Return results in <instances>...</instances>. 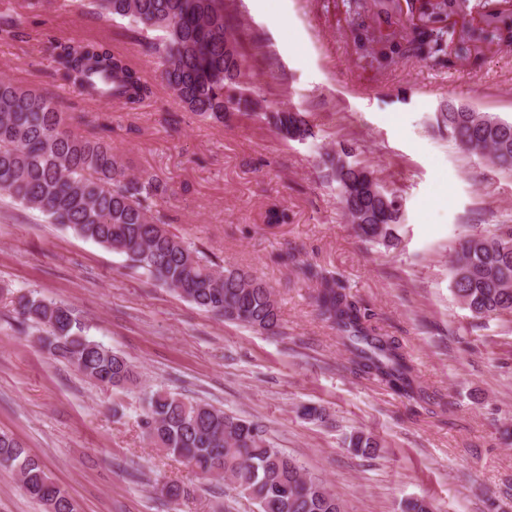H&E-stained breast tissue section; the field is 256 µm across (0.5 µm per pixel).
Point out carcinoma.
<instances>
[{
	"label": "carcinoma",
	"instance_id": "obj_1",
	"mask_svg": "<svg viewBox=\"0 0 512 512\" xmlns=\"http://www.w3.org/2000/svg\"><path fill=\"white\" fill-rule=\"evenodd\" d=\"M80 11L102 22L128 20L133 32L153 49L161 79L181 103L204 121L224 122L234 114L259 118L288 137L296 126L300 140L316 136L301 112L263 108L245 87L247 67L228 0H73ZM427 21L443 13L460 20L454 52L446 34L412 17L401 19L387 0H373L367 14L349 21L356 52L379 71L411 57L443 54L448 64L476 63L492 46L512 45V13L491 3L475 14L471 0H442L427 7ZM55 73L87 97L113 98L134 109L152 93L125 57L105 43L68 38L53 44ZM71 117L55 97L0 79V195L43 214L51 224L126 257L131 266L200 310L255 332L280 333L276 295L255 274L227 268L169 230L158 203L169 195L166 183L143 171L131 174L112 145L70 129ZM438 131L465 152L481 153L512 172V122L465 112L436 113ZM323 177L336 184L339 202L366 242L398 244L401 206L374 172L351 160L346 148L320 155ZM303 278L316 283L319 316L336 330L354 373L374 379L416 403L445 406L424 388L403 345L367 324L361 307L329 273L288 254ZM450 288L479 323L512 315V224L491 234L463 236L451 261ZM15 312L41 335L36 342L66 361L94 384L112 389L141 387L143 433L157 450L187 463L205 478L229 482L252 500L257 512H345L319 478L304 473L281 451L260 424L210 403L186 398L163 386H143L127 358L87 336L74 307L37 294H21ZM348 447L371 458L381 443L370 434L351 435ZM0 467L15 471L22 489L45 512H75L67 493L44 463L14 435L0 431Z\"/></svg>",
	"mask_w": 512,
	"mask_h": 512
}]
</instances>
